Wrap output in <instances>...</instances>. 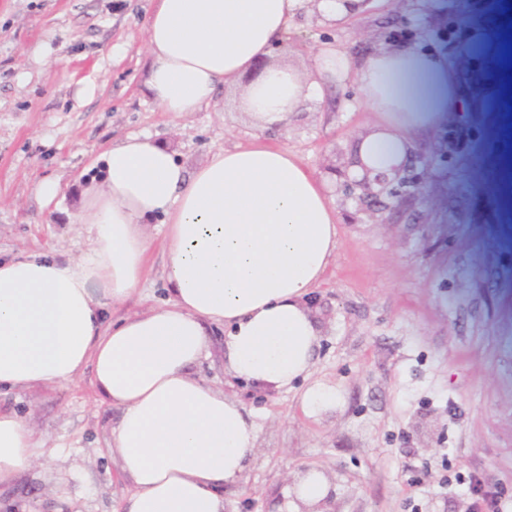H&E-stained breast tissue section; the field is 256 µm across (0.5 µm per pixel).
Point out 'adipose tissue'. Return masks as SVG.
<instances>
[{"label": "adipose tissue", "instance_id": "ef3b65f1", "mask_svg": "<svg viewBox=\"0 0 512 512\" xmlns=\"http://www.w3.org/2000/svg\"><path fill=\"white\" fill-rule=\"evenodd\" d=\"M303 0H157L147 22L146 85L173 116L210 105L219 85L267 65L242 96L252 125H286L324 83L347 70L325 47L308 74L272 61ZM381 131L357 155L377 172L425 136L440 111L438 61L413 47L379 50L356 69ZM102 182L86 186L72 219L90 225L79 258H0V388L32 391L75 381L93 367L120 417L112 452L135 491L126 512H225L222 487L254 456L257 431L236 400L192 374L208 328L224 327V366L234 378L290 391L315 366L319 328L305 298L337 247L325 185L288 149L222 150L187 171L173 150L131 137L104 154ZM165 228L172 299L105 323L107 303L138 287L149 242ZM47 441L0 412V485L32 470Z\"/></svg>", "mask_w": 512, "mask_h": 512}]
</instances>
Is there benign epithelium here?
Here are the masks:
<instances>
[{"label": "benign epithelium", "instance_id": "7a95c632", "mask_svg": "<svg viewBox=\"0 0 512 512\" xmlns=\"http://www.w3.org/2000/svg\"><path fill=\"white\" fill-rule=\"evenodd\" d=\"M437 167V156L413 142L406 146L401 163L391 172L362 178L345 177L337 187L343 200L357 203L358 211L375 224H389L396 213H404L416 203L429 201L431 175Z\"/></svg>", "mask_w": 512, "mask_h": 512}]
</instances>
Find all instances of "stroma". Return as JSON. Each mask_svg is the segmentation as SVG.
<instances>
[{
	"mask_svg": "<svg viewBox=\"0 0 512 512\" xmlns=\"http://www.w3.org/2000/svg\"><path fill=\"white\" fill-rule=\"evenodd\" d=\"M155 0H0V253L77 257L89 227L70 221L94 160L130 136L165 143L187 169L220 150L267 144L293 151L327 184L338 246L309 305L318 321L313 378L333 386L334 406L305 414L299 390L262 392L224 368V331L210 328L195 375L252 413L253 461L224 488L227 512H285L307 473L332 487L327 512H469L470 477L498 494L488 512H512V231L500 222L496 182L512 164V124L490 128L483 96L464 77L484 69L512 28L502 0H430L421 34L418 0H376L367 16L336 26L306 8L290 47L274 50L310 70L319 48L348 65L382 47L410 45L439 61L441 121L423 145L451 157L433 197L392 223L349 222L329 162L344 166L379 119L360 104L353 75L305 103L286 133L255 129L218 89L212 104L170 118L146 86L147 21ZM58 184L50 200L36 186ZM136 293L106 318L168 302L164 227ZM0 410L21 415L48 441L35 468L0 487V512H125L134 491L112 454L118 408L91 369L67 385L0 391Z\"/></svg>",
	"mask_w": 512,
	"mask_h": 512,
	"instance_id": "1",
	"label": "stroma"
}]
</instances>
